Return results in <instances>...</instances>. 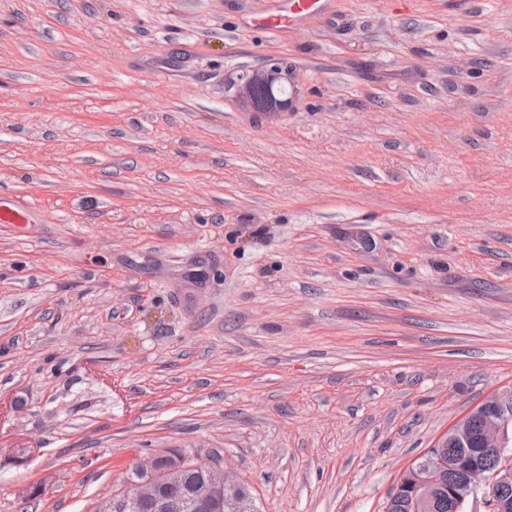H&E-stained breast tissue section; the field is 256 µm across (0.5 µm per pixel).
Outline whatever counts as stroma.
Returning a JSON list of instances; mask_svg holds the SVG:
<instances>
[{
  "instance_id": "35a3bbf8",
  "label": "stroma",
  "mask_w": 512,
  "mask_h": 512,
  "mask_svg": "<svg viewBox=\"0 0 512 512\" xmlns=\"http://www.w3.org/2000/svg\"><path fill=\"white\" fill-rule=\"evenodd\" d=\"M0 0V512L138 458L382 512L512 385V0ZM286 59L264 118L231 71ZM328 0H283L266 15L259 18L255 26L263 31L296 29L311 18L323 15L328 10ZM261 89L285 91L286 96L257 100ZM226 90L240 109L259 112L264 117H279L295 111L300 96L295 74L282 59H270L259 67L240 68L236 76L229 79ZM31 210L29 205L19 197H0L1 224H29Z\"/></svg>"
}]
</instances>
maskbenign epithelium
Segmentation results:
<instances>
[{
  "instance_id": "obj_1",
  "label": "benign epithelium",
  "mask_w": 512,
  "mask_h": 512,
  "mask_svg": "<svg viewBox=\"0 0 512 512\" xmlns=\"http://www.w3.org/2000/svg\"><path fill=\"white\" fill-rule=\"evenodd\" d=\"M226 90L241 109L259 112L265 117H279L296 109L299 84L288 63L270 59L259 67L241 68L229 79ZM512 405V387L495 390L455 419L448 430L432 445L436 454L455 446L460 454H448V466H439L414 478L412 501L418 506L431 503L443 489L444 470L458 471L462 478L448 487V502L463 512L469 502L480 499L487 512H512V501L499 499L495 492L512 484V421L506 412ZM497 454L492 467L484 462L487 452ZM136 469L142 479L125 489V497L133 506L149 504L153 512H168L169 502L161 497V483H175L182 466L175 462L158 469L157 457L140 461ZM239 488V477L228 467L209 465L205 478L187 490L184 506L190 512H219L224 492Z\"/></svg>"
}]
</instances>
